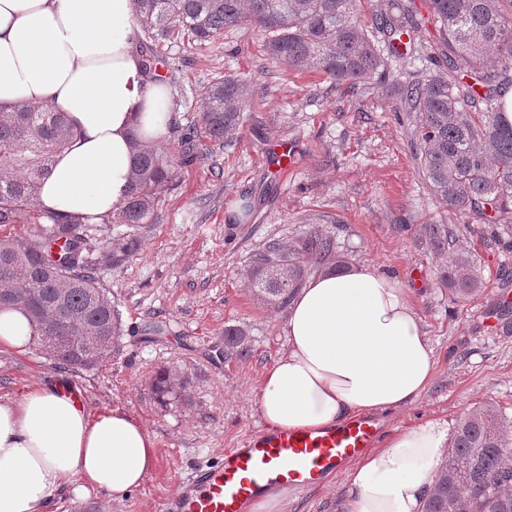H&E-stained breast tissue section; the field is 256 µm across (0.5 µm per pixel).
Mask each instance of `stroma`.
<instances>
[{
	"mask_svg": "<svg viewBox=\"0 0 512 512\" xmlns=\"http://www.w3.org/2000/svg\"><path fill=\"white\" fill-rule=\"evenodd\" d=\"M414 11L421 44L416 53L390 59L394 81L445 65L426 0H415ZM160 51L177 126L197 122L203 87L227 74L249 80L251 114L229 146L193 142L207 162L178 173L129 261L109 259L124 225L92 231L101 286L125 326L110 361L74 373L54 367L38 342L22 352L0 348L1 402L62 379L80 390L89 412L122 408L155 438V469L123 501L70 494L59 512H157L190 469L220 461L261 426L262 375L286 349L287 311L261 304L245 270L268 240L292 239L308 223L333 237L347 264L372 265L409 289L434 349L430 387L416 404L379 415L384 437L429 420L455 428L465 409L482 403L512 416V250L475 225L466 240L483 288L459 304L439 287L442 259L426 244L423 227L454 228L458 218L428 192L412 126L396 111L391 91L371 84L353 95L337 93L321 74L273 62L247 26L225 29L205 46L181 35ZM279 141L293 142L298 152V166L287 175L268 152ZM147 320L160 324L161 334L141 335ZM228 325L248 329L246 357L219 354ZM163 369L185 380L164 403L147 388ZM346 476L342 468L313 489L289 490L285 512H345Z\"/></svg>",
	"mask_w": 512,
	"mask_h": 512,
	"instance_id": "35a3bbf8",
	"label": "stroma"
}]
</instances>
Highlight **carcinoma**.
<instances>
[{
  "label": "carcinoma",
  "instance_id": "cac0c4a2",
  "mask_svg": "<svg viewBox=\"0 0 512 512\" xmlns=\"http://www.w3.org/2000/svg\"><path fill=\"white\" fill-rule=\"evenodd\" d=\"M143 32L144 73L153 78L162 59L161 43L183 33L211 43L231 26L249 25L266 38L272 59L294 70H312L356 90L386 81L387 58L408 38L421 33L411 0H389L388 11L367 33L358 20L360 0H133ZM448 49V68L426 78L398 83L394 94L412 123L413 152L430 194L441 207L473 222L512 223V124L503 119L502 91L512 85V0H428ZM198 126L181 134L228 142L244 125L250 107L249 82L228 75L203 88ZM75 135L62 112L13 105L0 111V226L28 224L19 237L0 238V309L23 310L36 341L59 368L79 372L99 366L88 360L95 340H121L123 326L100 286L90 253L87 221L81 216L42 211L34 203L37 180L54 154ZM133 155L124 205L103 224H125L132 232L112 238V263L132 257L140 247L134 229L154 223L162 196L179 167L202 163L204 154L177 156L131 132ZM431 250L448 260L439 267V284L458 302L483 288L481 269L461 230L427 224ZM334 268L345 260L333 238L311 229L288 242L272 240L253 253L246 278L254 294L270 307L289 304L312 266ZM75 340L53 346L43 326ZM246 329L224 327V355L249 351ZM149 388L158 397L175 393L176 375L163 371ZM512 512V419L491 403L473 406L457 420L448 455L440 466L422 512Z\"/></svg>",
  "mask_w": 512,
  "mask_h": 512
}]
</instances>
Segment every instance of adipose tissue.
I'll use <instances>...</instances> for the list:
<instances>
[{"label": "adipose tissue", "mask_w": 512, "mask_h": 512, "mask_svg": "<svg viewBox=\"0 0 512 512\" xmlns=\"http://www.w3.org/2000/svg\"><path fill=\"white\" fill-rule=\"evenodd\" d=\"M140 37L133 0H0V105L65 113L76 131L38 181L39 208L99 221L125 200L132 134L168 139L170 88L145 75ZM286 336L258 402L271 429L399 410L434 378L409 293L367 264L312 276L291 302ZM447 443V428L429 421L365 452L348 470L347 512H421ZM156 463L141 423L118 408L89 413L62 382L0 402V512H58L70 492L120 501Z\"/></svg>", "instance_id": "obj_1"}]
</instances>
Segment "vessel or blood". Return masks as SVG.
I'll list each match as a JSON object with an SVG mask.
<instances>
[{
  "label": "vessel or blood",
  "mask_w": 512,
  "mask_h": 512,
  "mask_svg": "<svg viewBox=\"0 0 512 512\" xmlns=\"http://www.w3.org/2000/svg\"><path fill=\"white\" fill-rule=\"evenodd\" d=\"M380 434L378 421L365 417L320 430H258L221 462L192 472L160 512H245L268 487L305 489L335 473Z\"/></svg>",
  "instance_id": "vessel-or-blood-1"
}]
</instances>
